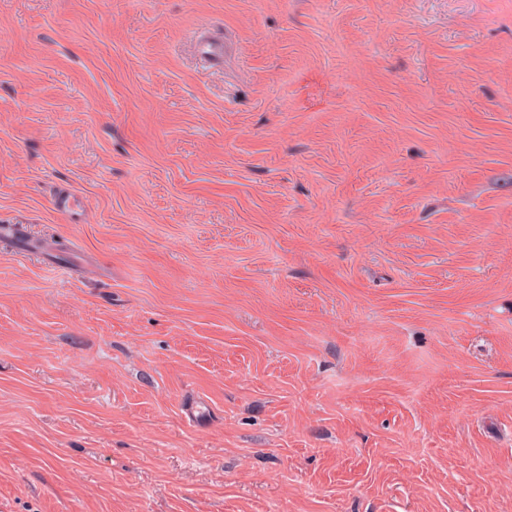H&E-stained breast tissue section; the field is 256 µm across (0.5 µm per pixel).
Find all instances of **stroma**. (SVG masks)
Returning a JSON list of instances; mask_svg holds the SVG:
<instances>
[{"label": "stroma", "instance_id": "35a3bbf8", "mask_svg": "<svg viewBox=\"0 0 512 512\" xmlns=\"http://www.w3.org/2000/svg\"><path fill=\"white\" fill-rule=\"evenodd\" d=\"M1 224L0 512H512V0H0ZM197 55L210 65L224 60L226 46L224 40L216 37L199 36L195 45ZM53 206L60 214L74 218L83 212V201L75 192L65 189L55 194Z\"/></svg>", "mask_w": 512, "mask_h": 512}]
</instances>
